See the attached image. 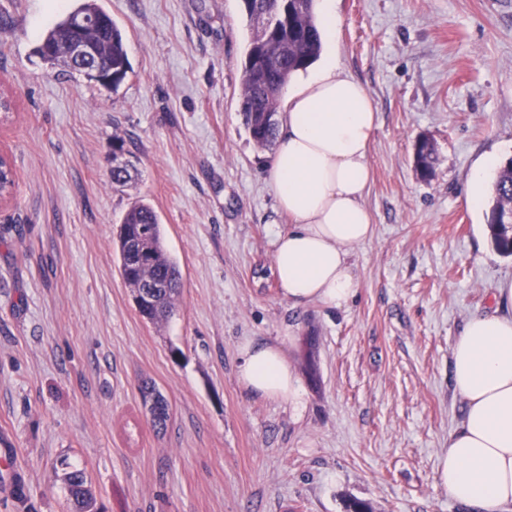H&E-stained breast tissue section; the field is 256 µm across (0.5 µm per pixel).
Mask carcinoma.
<instances>
[{
	"label": "carcinoma",
	"instance_id": "1",
	"mask_svg": "<svg viewBox=\"0 0 512 512\" xmlns=\"http://www.w3.org/2000/svg\"><path fill=\"white\" fill-rule=\"evenodd\" d=\"M250 30L243 67L240 112L254 143L263 148L276 136L274 116L279 92L291 76L305 67L320 52L321 41L314 15V0H288L286 7L277 0H242ZM72 15L94 17L98 24L83 33L96 54L95 62L102 78H112L115 90L126 78L130 63L123 35L97 0H80L69 15L56 22L45 34L36 53L50 66H60L71 73L65 55L74 39L69 22ZM432 145L419 140L416 165L426 170L434 167ZM16 184L11 164L0 163V193L9 195ZM512 209V160L505 164L493 185L490 212ZM496 250L512 256V238L502 225L488 222ZM116 245L122 275L131 288L139 313L151 322L166 320L180 295L181 273L167 250L159 216L154 208L138 200L129 207L117 230ZM61 480L69 493L73 512H100L96 496L84 471L68 465Z\"/></svg>",
	"mask_w": 512,
	"mask_h": 512
}]
</instances>
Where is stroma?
<instances>
[{"label": "stroma", "mask_w": 512, "mask_h": 512, "mask_svg": "<svg viewBox=\"0 0 512 512\" xmlns=\"http://www.w3.org/2000/svg\"><path fill=\"white\" fill-rule=\"evenodd\" d=\"M131 69L117 91L35 49L77 0H0V437L20 483L0 512H68L57 473L86 470L103 512H469L438 481L464 404L452 350L494 313L512 256L466 197L471 169L512 158V0H337L336 58L378 112L346 307H295L272 235L287 228L239 112L241 0H99ZM130 179L113 185V137ZM426 138L434 173L414 148ZM153 206L182 271L173 315L138 312L115 246L130 205ZM247 338L282 343L306 407L237 381ZM170 404L155 432L138 387Z\"/></svg>", "instance_id": "35a3bbf8"}]
</instances>
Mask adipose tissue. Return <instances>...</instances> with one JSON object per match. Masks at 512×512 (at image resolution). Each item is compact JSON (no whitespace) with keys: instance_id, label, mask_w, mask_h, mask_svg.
Returning a JSON list of instances; mask_svg holds the SVG:
<instances>
[{"instance_id":"ef3b65f1","label":"adipose tissue","mask_w":512,"mask_h":512,"mask_svg":"<svg viewBox=\"0 0 512 512\" xmlns=\"http://www.w3.org/2000/svg\"><path fill=\"white\" fill-rule=\"evenodd\" d=\"M267 169L287 230L274 234V269L293 305L347 306L359 282L352 250L372 239L364 204L371 179L368 151L377 110L335 56L293 75ZM494 314L470 317L453 345L452 382L465 403L462 423L440 457L438 480L477 512L512 504V283L497 288ZM237 379L262 398L305 408L300 379L276 342L244 340Z\"/></svg>"}]
</instances>
